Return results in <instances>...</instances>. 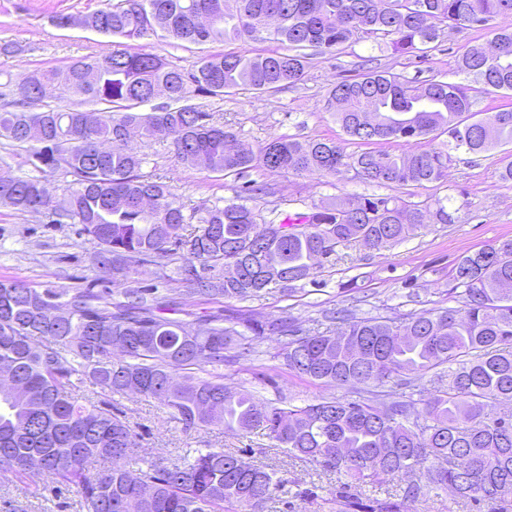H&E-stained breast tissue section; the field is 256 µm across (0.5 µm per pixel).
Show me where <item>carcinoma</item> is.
<instances>
[{"label": "carcinoma", "instance_id": "1", "mask_svg": "<svg viewBox=\"0 0 512 512\" xmlns=\"http://www.w3.org/2000/svg\"><path fill=\"white\" fill-rule=\"evenodd\" d=\"M501 13L512 14V0H114L86 16L55 15L59 27L82 24L118 39L269 40L285 49L226 52L186 68L117 48L4 83L0 140L24 151L36 175L0 164V205L81 225L101 257L104 287L39 290L0 280V472L25 485L36 465L75 490L85 512H268L274 502L278 512H295V501L315 496L288 470L243 468L221 448L128 468L139 433L112 399L131 393L158 401L186 433L259 430L289 457L345 478L323 488L335 512H406L405 502L426 491L475 501L512 495V415L498 413L512 401V238L458 258L453 281L463 308L371 318L344 308L327 316L342 323L338 331L304 329L286 311L264 320L206 313L188 330L158 288H128L114 302L106 287L165 260L175 267L163 279L185 292L243 301L307 279L341 246L379 251L431 224L455 223L449 196H335L278 224L260 223L255 208L235 201L187 214L162 178L142 174L145 157L128 138L168 140L183 164L224 177L352 171L384 185L439 182L452 153L512 145V109L475 111L465 84L437 76L417 83L369 67L325 96L343 132L367 146L347 154L333 139L286 136L255 149L195 100L293 87L309 66L306 47L371 40L423 58L445 29L486 25ZM456 69L512 92V29L468 47ZM56 86L77 103L47 102ZM159 97L166 103L137 109ZM436 133L448 141L429 150L368 148ZM55 177L65 182L64 207L47 187ZM265 335L289 337L280 355L296 376L350 395L295 405L224 385L226 352L245 358ZM429 373L435 387L417 409L410 375ZM390 381L399 393L387 401L376 388ZM98 460L109 466L90 472ZM390 477L406 481L398 499L358 491Z\"/></svg>", "mask_w": 512, "mask_h": 512}]
</instances>
